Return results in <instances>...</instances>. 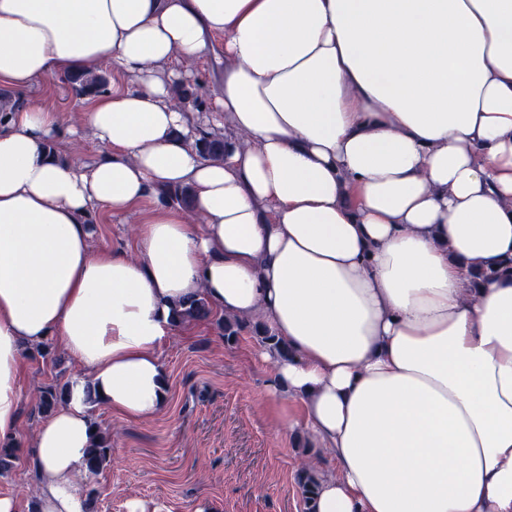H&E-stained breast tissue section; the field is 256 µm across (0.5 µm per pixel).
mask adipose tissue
<instances>
[{
  "mask_svg": "<svg viewBox=\"0 0 512 512\" xmlns=\"http://www.w3.org/2000/svg\"><path fill=\"white\" fill-rule=\"evenodd\" d=\"M218 55L197 123L172 89ZM106 65L91 162L48 156L52 108L0 113V443L25 348L78 367L34 512H88L91 397L154 416L199 292L287 344L257 355L335 462L316 512H512V0H0V83ZM99 208L146 209L131 251L93 250ZM194 147L205 160H222L224 157V136L201 130V137L196 140Z\"/></svg>",
  "mask_w": 512,
  "mask_h": 512,
  "instance_id": "1",
  "label": "adipose tissue"
}]
</instances>
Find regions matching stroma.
I'll use <instances>...</instances> for the list:
<instances>
[{"instance_id": "stroma-1", "label": "stroma", "mask_w": 512, "mask_h": 512, "mask_svg": "<svg viewBox=\"0 0 512 512\" xmlns=\"http://www.w3.org/2000/svg\"><path fill=\"white\" fill-rule=\"evenodd\" d=\"M30 103L53 108L68 127L91 100L76 97L56 75L23 91L0 85V109ZM139 219L136 213L94 211L88 219L93 248L126 249L127 227ZM257 346L247 334L225 343L211 322L172 329L161 347L168 385L163 409L145 419H129L102 405L94 410L100 428L112 437V457L98 475L79 477L89 512H128L133 500L146 512H196L204 501L216 512H306L296 483L299 464L316 458L326 470L331 462L299 427L300 402L273 392L272 370L255 358ZM76 371L63 353L44 358L25 349L17 459L14 468L0 473V495L32 503L29 489L38 477L31 437L43 421L33 410L32 395L68 382ZM288 421L294 429H285Z\"/></svg>"}]
</instances>
